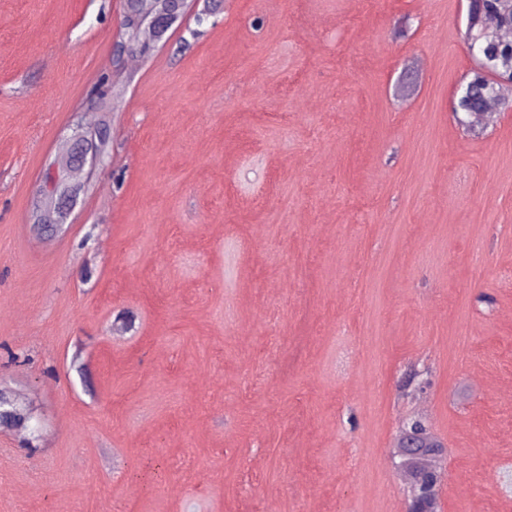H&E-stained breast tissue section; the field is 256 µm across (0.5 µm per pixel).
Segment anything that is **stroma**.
I'll return each mask as SVG.
<instances>
[{
    "label": "stroma",
    "instance_id": "obj_1",
    "mask_svg": "<svg viewBox=\"0 0 512 512\" xmlns=\"http://www.w3.org/2000/svg\"><path fill=\"white\" fill-rule=\"evenodd\" d=\"M468 5L222 0L118 72L120 0H0V386L41 434L0 432V512H406L412 413L441 512H512V108L456 121ZM105 74L110 156L37 236ZM71 176L61 171L55 184L48 188L46 186L38 185L31 194L30 204L28 209L29 220L34 224L39 231L42 230L45 224L50 221H54L58 218L59 214L56 209L55 197L68 199L71 191ZM74 206H71L70 202L65 207V222L59 224H48L53 229V234L62 233L65 227L70 223L69 218L72 213Z\"/></svg>",
    "mask_w": 512,
    "mask_h": 512
}]
</instances>
